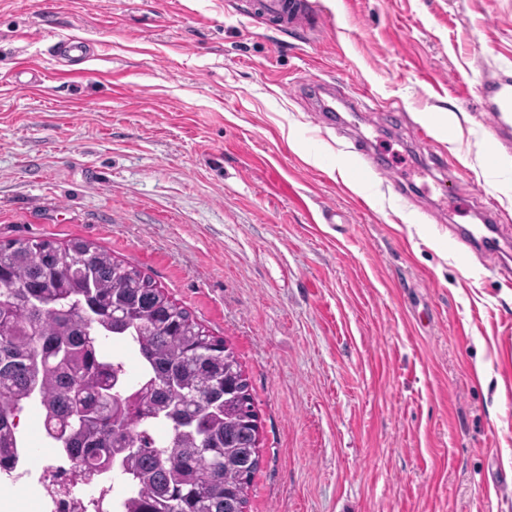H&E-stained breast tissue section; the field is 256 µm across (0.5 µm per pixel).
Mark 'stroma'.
I'll list each match as a JSON object with an SVG mask.
<instances>
[{"mask_svg": "<svg viewBox=\"0 0 512 512\" xmlns=\"http://www.w3.org/2000/svg\"><path fill=\"white\" fill-rule=\"evenodd\" d=\"M319 2L303 40L229 0H0V242H94L233 348L261 431L246 512H502L512 153L491 161L479 96L512 72V0ZM69 37L94 45L74 82ZM491 211L498 271L452 238Z\"/></svg>", "mask_w": 512, "mask_h": 512, "instance_id": "stroma-1", "label": "stroma"}]
</instances>
